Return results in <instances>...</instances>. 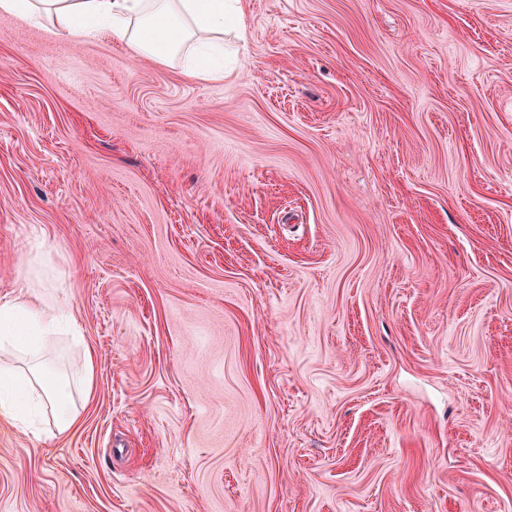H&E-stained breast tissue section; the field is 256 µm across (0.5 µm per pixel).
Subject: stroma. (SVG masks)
Returning <instances> with one entry per match:
<instances>
[{"label":"stroma","instance_id":"1","mask_svg":"<svg viewBox=\"0 0 512 512\" xmlns=\"http://www.w3.org/2000/svg\"><path fill=\"white\" fill-rule=\"evenodd\" d=\"M224 78L0 12V299L80 427L0 512H512V0H244Z\"/></svg>","mask_w":512,"mask_h":512}]
</instances>
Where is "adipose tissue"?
I'll use <instances>...</instances> for the list:
<instances>
[{
    "label": "adipose tissue",
    "instance_id": "obj_1",
    "mask_svg": "<svg viewBox=\"0 0 512 512\" xmlns=\"http://www.w3.org/2000/svg\"><path fill=\"white\" fill-rule=\"evenodd\" d=\"M0 11L49 20L83 40L96 38L103 22L137 54L163 62L214 48L243 15L241 0H0ZM50 271L43 256L20 273L15 295L0 300V417L22 427L51 417L49 435L59 438L77 430L81 415L68 383L39 386L40 370L58 337L80 335L81 325Z\"/></svg>",
    "mask_w": 512,
    "mask_h": 512
}]
</instances>
